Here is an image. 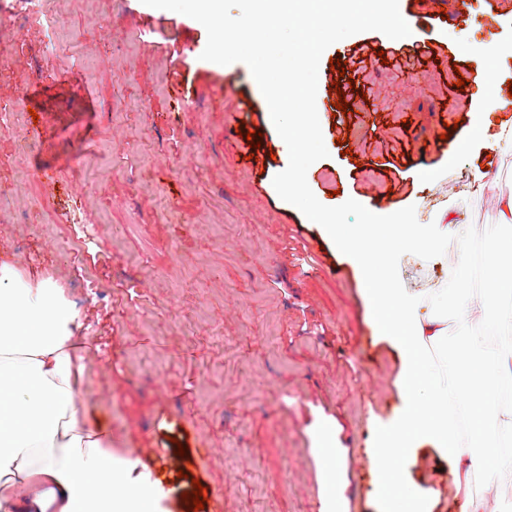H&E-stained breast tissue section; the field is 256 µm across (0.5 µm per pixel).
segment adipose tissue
<instances>
[{"label":"adipose tissue","instance_id":"ef3b65f1","mask_svg":"<svg viewBox=\"0 0 512 512\" xmlns=\"http://www.w3.org/2000/svg\"><path fill=\"white\" fill-rule=\"evenodd\" d=\"M499 214L485 249L486 275L481 287L461 298L454 337L442 315L424 314L427 297L399 288L392 274L399 249L445 251L447 225L416 224L396 213L383 224L372 219L349 229L326 227L337 247L355 256L370 315L402 360L401 406L367 449L384 490L380 512H434L436 492L413 485L399 465L424 445L447 463L454 487L485 471L500 486L512 487V401L502 400L504 388H512V342L491 354L469 331L478 309L512 333V289L500 278L501 270H512V194L501 199ZM83 319L53 277L0 257V512H162L157 473L133 478L137 459L115 457L106 428L89 422L76 405L83 375L76 334ZM448 343L456 347L454 381L430 355L432 347ZM466 388L478 394L464 406L471 431L495 423L479 448L463 441L449 412L450 397ZM312 455L329 489L325 512H346L335 490L340 452L328 422L315 428Z\"/></svg>","mask_w":512,"mask_h":512}]
</instances>
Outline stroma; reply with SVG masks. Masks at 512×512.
Returning <instances> with one entry per match:
<instances>
[{
  "mask_svg": "<svg viewBox=\"0 0 512 512\" xmlns=\"http://www.w3.org/2000/svg\"><path fill=\"white\" fill-rule=\"evenodd\" d=\"M51 7L65 31L22 22L13 66L0 69V108L26 71L45 107L36 118L21 108L0 132V253L52 276L86 313L79 407L139 472L164 467V512H182L196 479L203 512H322L310 448L316 420L334 421L348 512H378L367 448L401 405L400 360L373 331L352 261L274 189L288 148L249 68L201 60L205 28L142 0ZM400 9L410 36L367 31L322 54L329 155L307 182L327 206L352 198L419 224L452 217L446 254L393 260L398 286L429 297L454 267L460 287H480L483 268L463 251L481 250L512 193V152L487 147L512 112L484 106L488 89L512 95V0ZM467 39L497 52L472 54ZM340 58L355 83L344 115L333 108ZM254 130L249 159L242 135ZM464 137L469 149L456 151ZM87 149L86 165L71 163ZM76 208L86 224L73 223Z\"/></svg>",
  "mask_w": 512,
  "mask_h": 512,
  "instance_id": "stroma-1",
  "label": "stroma"
}]
</instances>
